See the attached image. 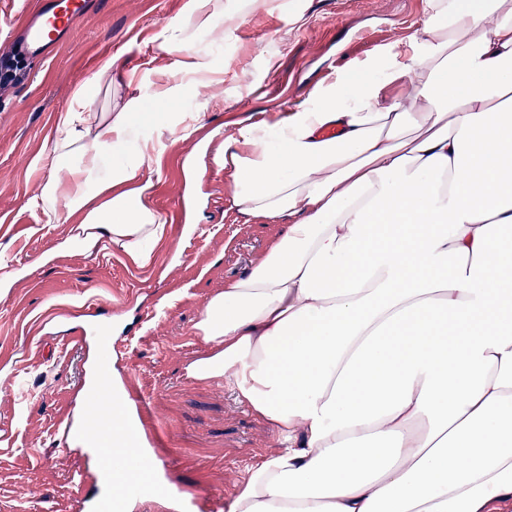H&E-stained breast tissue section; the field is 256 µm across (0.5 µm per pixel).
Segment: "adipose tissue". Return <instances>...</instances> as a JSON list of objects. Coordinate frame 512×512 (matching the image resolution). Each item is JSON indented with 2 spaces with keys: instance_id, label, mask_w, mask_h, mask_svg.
Listing matches in <instances>:
<instances>
[{
  "instance_id": "obj_1",
  "label": "adipose tissue",
  "mask_w": 512,
  "mask_h": 512,
  "mask_svg": "<svg viewBox=\"0 0 512 512\" xmlns=\"http://www.w3.org/2000/svg\"><path fill=\"white\" fill-rule=\"evenodd\" d=\"M382 78L241 130V212L297 220L208 302L224 378L284 443L227 512H495L512 498V0H430ZM59 113L35 203L152 259L146 113Z\"/></svg>"
}]
</instances>
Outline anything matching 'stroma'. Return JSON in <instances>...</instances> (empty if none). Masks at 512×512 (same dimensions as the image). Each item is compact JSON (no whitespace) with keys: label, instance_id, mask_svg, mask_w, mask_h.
<instances>
[{"label":"stroma","instance_id":"obj_1","mask_svg":"<svg viewBox=\"0 0 512 512\" xmlns=\"http://www.w3.org/2000/svg\"><path fill=\"white\" fill-rule=\"evenodd\" d=\"M184 4L93 0L53 52L30 60L27 81L0 95V263L17 270L0 288V512H77L79 481L99 495L94 457L57 429L60 409L81 402L89 355L75 338L94 321L112 338L114 382L149 403L152 461L195 497V512L230 502L249 469L280 451L270 423L229 383L188 371L210 350L194 329L209 299L292 222L241 212V175L224 157L242 128L286 119L338 77L380 76L390 46L420 36L432 15L428 0H252L223 41L196 31L193 50L220 74L170 109L204 121L185 139L161 119L137 127L154 146L146 203L165 222L152 261L139 265L116 246L87 252L79 215L50 224L33 205L45 176L37 161L102 56L115 64L111 84L90 93L95 112H123L132 101L157 111L161 89L190 80L181 53L157 49L171 26L186 24Z\"/></svg>","mask_w":512,"mask_h":512}]
</instances>
